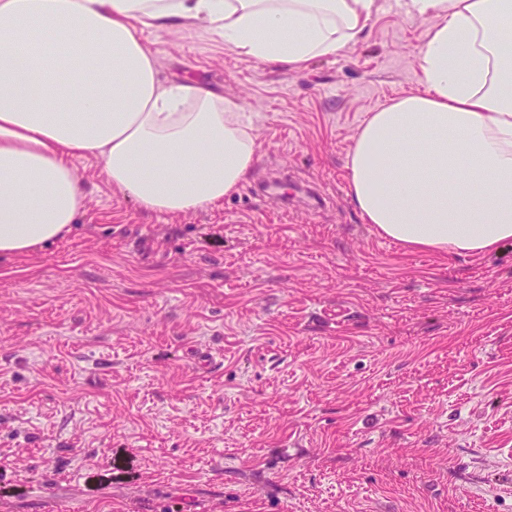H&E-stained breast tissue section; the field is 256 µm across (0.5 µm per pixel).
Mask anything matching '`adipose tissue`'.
Here are the masks:
<instances>
[{"instance_id":"ef3b65f1","label":"adipose tissue","mask_w":512,"mask_h":512,"mask_svg":"<svg viewBox=\"0 0 512 512\" xmlns=\"http://www.w3.org/2000/svg\"><path fill=\"white\" fill-rule=\"evenodd\" d=\"M430 21L421 88L369 114L348 162L365 223L408 251L512 245V0H404ZM378 0H0V256L69 234L94 161L142 209L234 194L256 161L239 100L161 80L145 31L193 25L300 70L356 41Z\"/></svg>"}]
</instances>
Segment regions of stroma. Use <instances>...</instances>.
Returning a JSON list of instances; mask_svg holds the SVG:
<instances>
[{"mask_svg": "<svg viewBox=\"0 0 512 512\" xmlns=\"http://www.w3.org/2000/svg\"><path fill=\"white\" fill-rule=\"evenodd\" d=\"M379 2L301 70L151 34L161 78L242 102L256 162L169 216L75 161L73 233L0 259V512H512V247L407 253L348 195L430 27Z\"/></svg>", "mask_w": 512, "mask_h": 512, "instance_id": "1", "label": "stroma"}]
</instances>
